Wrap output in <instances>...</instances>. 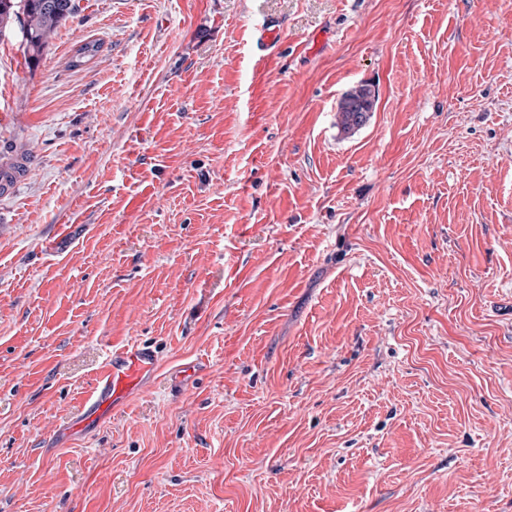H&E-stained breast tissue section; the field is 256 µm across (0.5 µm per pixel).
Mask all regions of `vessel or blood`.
<instances>
[{
    "mask_svg": "<svg viewBox=\"0 0 512 512\" xmlns=\"http://www.w3.org/2000/svg\"><path fill=\"white\" fill-rule=\"evenodd\" d=\"M282 30L275 22H264L256 29L253 40V97L261 99L263 86L274 65L273 50L280 42ZM158 367L156 350L147 344L125 345L110 350L86 397L84 417L95 421L107 416L130 394L142 388Z\"/></svg>",
    "mask_w": 512,
    "mask_h": 512,
    "instance_id": "1",
    "label": "vessel or blood"
}]
</instances>
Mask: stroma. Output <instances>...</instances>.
Wrapping results in <instances>:
<instances>
[{
  "mask_svg": "<svg viewBox=\"0 0 512 512\" xmlns=\"http://www.w3.org/2000/svg\"><path fill=\"white\" fill-rule=\"evenodd\" d=\"M75 4L0 33V512H512V0ZM282 30L273 21L264 22L256 29L253 40V97L258 102L263 94V86L274 65L273 49L280 42ZM375 100V92L368 85L353 88L338 104L336 126L345 133L362 128L373 112ZM157 367V351L151 345H124L110 350L86 397L84 420L107 416L133 391L145 386Z\"/></svg>",
  "mask_w": 512,
  "mask_h": 512,
  "instance_id": "35a3bbf8",
  "label": "stroma"
}]
</instances>
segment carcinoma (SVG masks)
I'll list each match as a JSON object with an SVG mask.
<instances>
[{
	"label": "carcinoma",
	"instance_id": "obj_1",
	"mask_svg": "<svg viewBox=\"0 0 512 512\" xmlns=\"http://www.w3.org/2000/svg\"><path fill=\"white\" fill-rule=\"evenodd\" d=\"M74 13V0H0V33L18 24L29 60L37 61L57 28ZM375 100V92L369 86L353 88L338 104L336 126L345 133L362 128L373 112Z\"/></svg>",
	"mask_w": 512,
	"mask_h": 512
}]
</instances>
